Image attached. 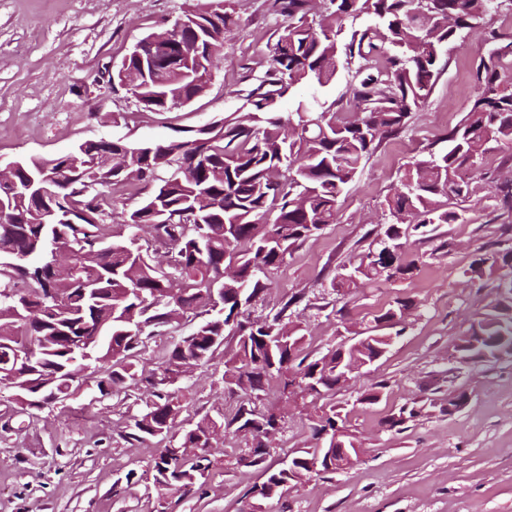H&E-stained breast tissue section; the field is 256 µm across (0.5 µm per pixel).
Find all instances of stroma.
<instances>
[{
  "label": "stroma",
  "mask_w": 512,
  "mask_h": 512,
  "mask_svg": "<svg viewBox=\"0 0 512 512\" xmlns=\"http://www.w3.org/2000/svg\"><path fill=\"white\" fill-rule=\"evenodd\" d=\"M193 0H0V161L56 156L86 140H162L238 111L268 67L269 44L281 19L271 0H235L237 30L224 44L205 96L169 112L142 110L124 88L108 83L134 44L160 21L182 15ZM512 36V20L488 16L463 44H450L444 68L405 127L384 139L338 200L335 224L287 255L269 276L259 306L267 314L291 296L306 329V349L326 351L346 329L370 331L373 316L396 298L417 312L390 351L355 374L332 398L285 405L275 442L287 452L307 446L322 408L335 406L365 449L345 472L290 490L272 512H512V362L452 364L457 340L497 298L496 279L464 272L492 244L512 245V145L491 143L482 164L467 175L473 190L459 202L464 221L433 233H410L402 258L415 261L403 279L361 284L346 296L329 289L332 276L366 251L410 162L469 111L473 71L490 30ZM223 358L199 368L182 402L181 418L234 412L238 397L220 386ZM88 374L65 403L21 410L0 386V512H156L147 499L149 466L162 444L131 445L122 437L132 401L101 398ZM385 382L382 400L358 404L363 391ZM471 400L448 415L429 407L407 429H388L386 416L415 398ZM224 440L214 444L217 466L204 495L172 493L167 512H240L253 471L222 463ZM136 470L122 500L114 480Z\"/></svg>",
  "instance_id": "1"
}]
</instances>
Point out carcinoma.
<instances>
[{
	"label": "carcinoma",
	"instance_id": "obj_1",
	"mask_svg": "<svg viewBox=\"0 0 512 512\" xmlns=\"http://www.w3.org/2000/svg\"><path fill=\"white\" fill-rule=\"evenodd\" d=\"M283 17L273 33L265 76L249 91L242 111L234 112L187 137L128 142L86 140L73 151L20 160L14 181L0 182V380L16 368L15 346L37 337L28 375L14 389L15 401L31 407L35 395L73 392L70 373L81 364L77 342L95 336L89 361L105 376L101 396L120 398L131 388L139 410L130 416L127 442L158 438L164 448L150 464L159 506L179 491L203 490L215 466L207 434L219 428L256 438L282 424L274 408L260 411L241 404L228 420L205 417L189 426L179 421L182 383L175 377L188 360L204 366L226 357L224 389L246 399L260 398L275 381L281 396L317 399L336 392V363L374 362L403 335L397 315L412 304L402 298L373 318L378 332L334 345L312 358L305 351V328L292 319L293 296L274 313L252 316L249 308L268 290V273L314 231L336 223L337 203L362 163L382 139L400 131L411 112L428 96L441 71L444 49L464 39L487 15H511L512 0H273ZM239 26L229 0H202L194 9L163 22L169 39L154 44L160 59L171 44L192 30L209 29L200 43L198 66L144 74L134 52L115 71L116 84L130 91L139 106L163 112L205 95L223 57L226 35ZM491 35L487 50L498 51L492 66L476 68L478 93L466 116L444 134L446 148L413 163L387 200L377 233L403 245L408 229L455 224L462 214L448 201L469 195L464 170L483 160L488 144L512 142V53L499 52ZM382 58L384 64L374 61ZM352 68L353 112L336 111L318 91L332 85L341 64ZM310 89L295 97L300 86ZM294 100L297 120L280 106ZM65 172L60 181L28 189L33 181ZM114 186L136 189L138 200L110 209ZM235 233L228 238L224 225ZM148 228L166 249L164 263L139 244ZM69 246L71 272L51 271L57 242ZM397 262L405 275L414 262L386 256L377 246L335 274L332 292L347 294L360 281L387 280ZM236 277L224 278V265ZM512 269V248L479 255L467 273L473 279ZM32 288L27 299L18 284ZM496 303L471 324L456 343L479 363L508 348L512 357V278L499 279ZM145 323L159 331L191 325L153 369L139 366L150 335L131 334ZM414 401L387 419L390 429L420 417ZM332 405L313 427V443L295 448L279 461L273 448H226L224 462L258 474L249 495L266 503L288 492L290 473L311 479L352 466L336 452L337 419Z\"/></svg>",
	"mask_w": 512,
	"mask_h": 512
}]
</instances>
